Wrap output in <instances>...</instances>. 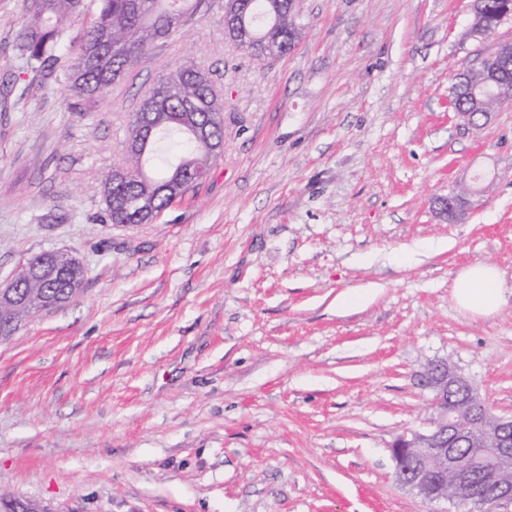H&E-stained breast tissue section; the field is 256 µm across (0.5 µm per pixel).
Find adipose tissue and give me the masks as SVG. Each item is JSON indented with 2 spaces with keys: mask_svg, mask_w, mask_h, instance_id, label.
Segmentation results:
<instances>
[{
  "mask_svg": "<svg viewBox=\"0 0 512 512\" xmlns=\"http://www.w3.org/2000/svg\"><path fill=\"white\" fill-rule=\"evenodd\" d=\"M455 303L464 311L489 316L503 304V277L497 267L476 263L464 268L455 280L452 291Z\"/></svg>",
  "mask_w": 512,
  "mask_h": 512,
  "instance_id": "obj_1",
  "label": "adipose tissue"
}]
</instances>
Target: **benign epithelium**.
<instances>
[{
    "label": "benign epithelium",
    "instance_id": "obj_1",
    "mask_svg": "<svg viewBox=\"0 0 512 512\" xmlns=\"http://www.w3.org/2000/svg\"><path fill=\"white\" fill-rule=\"evenodd\" d=\"M466 200L462 196L447 198L441 213L464 215ZM82 267V263L65 250L44 252V258L30 259L20 265L10 284L0 289V309L6 312L18 329L33 316L22 292L32 278L54 277L62 271ZM432 419L423 431H406L391 446L392 458L402 463L410 450H415L417 466L406 478L404 487L423 500L436 503L456 501L475 506L490 500L499 506L512 504V417L493 415L478 395L469 392L470 383L447 362L429 369ZM468 425L459 423L461 418ZM475 449L470 464H458L455 449ZM453 475L455 491L448 494V475ZM481 477L482 490L476 491L475 478Z\"/></svg>",
    "mask_w": 512,
    "mask_h": 512
}]
</instances>
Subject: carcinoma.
Instances as JSON below:
<instances>
[{"label":"carcinoma","mask_w":512,"mask_h":512,"mask_svg":"<svg viewBox=\"0 0 512 512\" xmlns=\"http://www.w3.org/2000/svg\"><path fill=\"white\" fill-rule=\"evenodd\" d=\"M212 0H25V18L15 35L19 56L35 71L62 74L69 108L91 112L112 94V87L127 70L146 59L154 44L184 28ZM235 27L248 35L233 45L257 60L287 54L302 38L296 8L290 0H234ZM512 14V0H476L472 4L470 32L486 37ZM84 20L79 34L64 45L71 24ZM484 68L474 67L455 78L450 94L460 111L474 112V122L499 104L485 96L500 86L512 88V69L503 70L496 84L486 86ZM194 120L185 122L182 113ZM140 142L125 150L122 167L127 178L114 181L112 172L102 179L107 220L112 224H139L128 211L127 200L150 188L156 194L154 215H159L183 196L166 191L187 177L190 169L211 171L224 155V102L213 80L193 59L161 76L146 93L128 125L126 142ZM68 281L35 280L26 284L25 295L41 308L49 296L68 297Z\"/></svg>","instance_id":"carcinoma-1"}]
</instances>
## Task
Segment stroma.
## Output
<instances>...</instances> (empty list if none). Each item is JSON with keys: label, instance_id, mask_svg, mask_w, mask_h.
I'll return each instance as SVG.
<instances>
[{"label": "stroma", "instance_id": "1", "mask_svg": "<svg viewBox=\"0 0 512 512\" xmlns=\"http://www.w3.org/2000/svg\"><path fill=\"white\" fill-rule=\"evenodd\" d=\"M471 4L299 0L302 40L257 62L213 0L73 112L14 50L23 0H0V83H17L0 100V288L43 251L86 270L0 345V491L49 512H457L397 482L391 445L427 427L440 360L512 415V101L476 129L448 109L512 19L473 37ZM189 57L224 97V155L153 223H108L100 177ZM477 172L490 192L441 217ZM476 263L503 274L489 317L451 296Z\"/></svg>", "mask_w": 512, "mask_h": 512}]
</instances>
